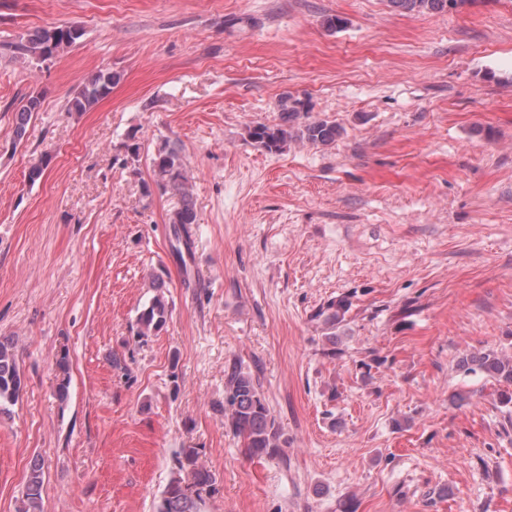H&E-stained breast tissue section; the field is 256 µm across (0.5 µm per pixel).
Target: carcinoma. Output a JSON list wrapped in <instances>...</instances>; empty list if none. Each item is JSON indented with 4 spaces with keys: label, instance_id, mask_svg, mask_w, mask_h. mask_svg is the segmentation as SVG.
Masks as SVG:
<instances>
[{
    "label": "carcinoma",
    "instance_id": "cac0c4a2",
    "mask_svg": "<svg viewBox=\"0 0 512 512\" xmlns=\"http://www.w3.org/2000/svg\"><path fill=\"white\" fill-rule=\"evenodd\" d=\"M396 11L408 15H432L459 8L468 0H388ZM83 36L82 30L74 25L43 28L20 36L7 45L11 59L22 64L44 62L56 58L74 46ZM121 80V74L112 71H98L75 91L68 101V111L86 112L99 100L107 97L112 88ZM280 122L269 125L257 123L248 128L252 143L269 151L278 152L292 140L312 144L329 145L340 135V128L327 119L300 121L309 113L301 100L291 94H284L278 101ZM41 108V99L30 96L21 105L15 116V135L22 140L27 133L31 116ZM158 176L156 186L164 191L171 188L181 197V204L169 218L174 236L184 234L185 245H190V225L196 222V214L187 185L183 159L179 150L164 145L151 158ZM351 302L342 296L319 308L316 317L333 328L341 323L348 313ZM168 303L157 295L139 313L138 335L151 336L160 332L166 324ZM459 368L467 374H480L500 386L497 400L500 407L512 415V356L494 349L464 357ZM23 389V378L6 339H0V407L14 404ZM224 413L233 432L242 437L249 453L266 455L279 454L287 445L281 439L269 407L259 390V383L252 375L235 364L227 371L224 380ZM174 475L166 486L156 507V512H202L203 494L212 486L213 477L209 471L198 465V451L184 448L175 459ZM44 478L39 461L31 462L24 490L23 512H41Z\"/></svg>",
    "mask_w": 512,
    "mask_h": 512
}]
</instances>
